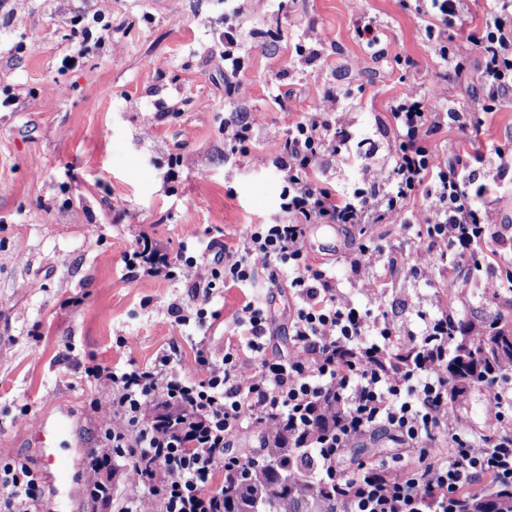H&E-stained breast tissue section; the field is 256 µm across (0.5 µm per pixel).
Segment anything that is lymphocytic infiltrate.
Segmentation results:
<instances>
[{
	"label": "lymphocytic infiltrate",
	"instance_id": "f902f5d3",
	"mask_svg": "<svg viewBox=\"0 0 512 512\" xmlns=\"http://www.w3.org/2000/svg\"><path fill=\"white\" fill-rule=\"evenodd\" d=\"M467 41L483 57L478 100L493 112L512 93V0H489L486 19ZM329 101L295 103L301 119L288 131L273 164L281 220L253 225L242 242L216 254L194 311L171 306L176 324H197L191 369L173 345L151 363L117 368L99 363L87 373L107 393L102 435L87 456L88 501L112 500L111 475L127 471L119 512H224L225 450L277 431L295 439L313 478L328 483L349 512H456L469 486L488 481L512 487V429L474 436L448 419V314L425 317L412 337L418 361L387 371L382 361L397 345L388 322L370 318L336 295V283L307 258L311 224L404 221L418 196L430 202L422 267L473 257L491 224L490 186L442 159L428 141L455 108H438L429 92H406L391 108L395 150L383 182L339 189L323 177L322 162L351 137L328 117ZM127 275L172 281L188 276L196 256L160 252L141 235L123 257ZM291 273L296 305L292 344L266 355L268 312L246 301L236 313L244 349L214 358L207 347V306L216 284L252 283L257 266ZM395 434L397 454L356 471L344 467L368 434ZM0 512H37L45 494L28 463L0 455Z\"/></svg>",
	"mask_w": 512,
	"mask_h": 512
}]
</instances>
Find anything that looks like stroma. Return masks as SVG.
<instances>
[{
	"label": "stroma",
	"instance_id": "1",
	"mask_svg": "<svg viewBox=\"0 0 512 512\" xmlns=\"http://www.w3.org/2000/svg\"><path fill=\"white\" fill-rule=\"evenodd\" d=\"M486 10L485 0L459 2L463 22L447 33L465 57L459 76L411 0H0V452L40 468L30 429L61 403L82 416L83 446L98 443L106 395L85 363L143 364L172 344L192 361L168 307L195 306L212 251L169 282L125 279L121 257L143 231L172 253L192 237L232 245L250 225L277 219L282 183L271 161L298 119L288 103L334 97L332 119L354 135L324 163L339 188L384 180L390 104L413 88L470 116L468 128L432 133L442 158L467 166L476 150L512 149V99L495 112L477 99L482 59L466 36ZM96 16L109 31L94 26L83 59L65 67L74 22ZM360 16L378 45L358 38ZM228 31L238 38L233 75L224 70ZM239 112L252 129L229 154L224 121ZM178 156L184 164L171 167ZM428 210L421 196L403 224L311 225L309 260L329 270L339 298L401 336L441 308L512 322V290L486 285L512 271V184L494 195L478 266H416ZM363 244L383 258L355 274L342 257ZM266 278L261 268L246 289L214 290L213 357L236 340L246 297L267 298L269 350L288 353L295 298L285 285L266 290ZM487 397L472 391L449 418L478 436L493 432Z\"/></svg>",
	"mask_w": 512,
	"mask_h": 512
}]
</instances>
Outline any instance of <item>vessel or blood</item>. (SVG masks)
<instances>
[{
  "label": "vessel or blood",
  "instance_id": "b4317fda",
  "mask_svg": "<svg viewBox=\"0 0 512 512\" xmlns=\"http://www.w3.org/2000/svg\"><path fill=\"white\" fill-rule=\"evenodd\" d=\"M80 425L75 413L65 405L57 407L50 422L34 426L33 433L42 446V463L49 475L52 496L68 497L75 480L74 464L68 456L75 447V433Z\"/></svg>",
  "mask_w": 512,
  "mask_h": 512
}]
</instances>
